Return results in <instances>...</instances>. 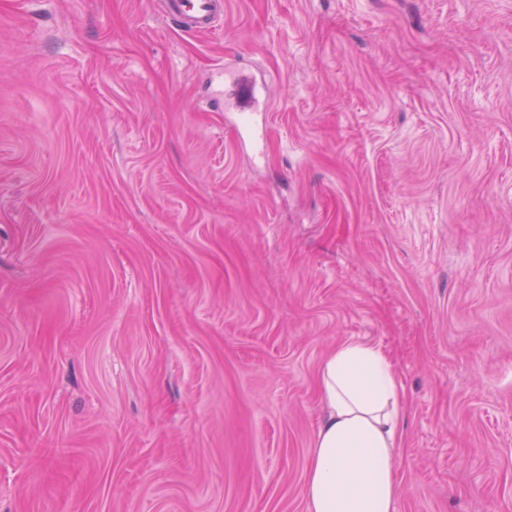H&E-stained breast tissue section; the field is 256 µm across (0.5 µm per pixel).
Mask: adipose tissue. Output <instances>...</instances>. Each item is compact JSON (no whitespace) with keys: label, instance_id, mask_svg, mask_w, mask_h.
Listing matches in <instances>:
<instances>
[{"label":"adipose tissue","instance_id":"1","mask_svg":"<svg viewBox=\"0 0 512 512\" xmlns=\"http://www.w3.org/2000/svg\"><path fill=\"white\" fill-rule=\"evenodd\" d=\"M319 376L324 415L302 487L306 512H395L404 394L391 358L349 340Z\"/></svg>","mask_w":512,"mask_h":512}]
</instances>
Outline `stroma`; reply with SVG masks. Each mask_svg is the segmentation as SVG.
<instances>
[{"instance_id": "stroma-1", "label": "stroma", "mask_w": 512, "mask_h": 512, "mask_svg": "<svg viewBox=\"0 0 512 512\" xmlns=\"http://www.w3.org/2000/svg\"><path fill=\"white\" fill-rule=\"evenodd\" d=\"M347 340L396 512H512V0H0V512H306ZM164 3L168 16L192 31L212 30L224 15L222 0H166ZM232 86L235 88L236 96L230 105L235 111L250 112L258 105L257 86L251 75L240 73Z\"/></svg>"}]
</instances>
